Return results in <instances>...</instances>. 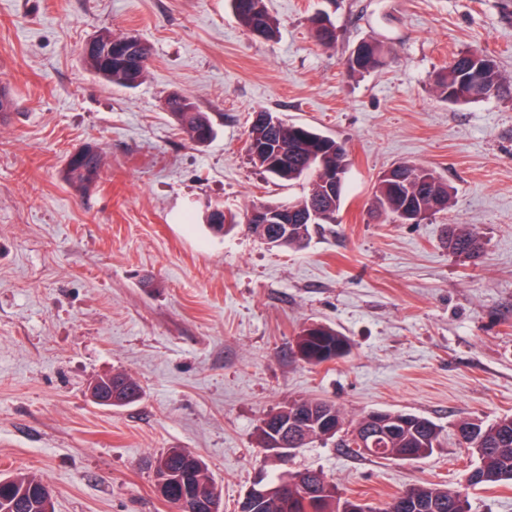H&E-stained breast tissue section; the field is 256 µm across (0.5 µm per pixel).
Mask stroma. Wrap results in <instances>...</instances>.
Returning <instances> with one entry per match:
<instances>
[{"mask_svg": "<svg viewBox=\"0 0 512 512\" xmlns=\"http://www.w3.org/2000/svg\"><path fill=\"white\" fill-rule=\"evenodd\" d=\"M276 39L246 31L229 0H0V473L31 472L55 512H173L149 462L169 448L203 459L224 512L286 471L313 469L379 507L412 485L461 491L469 512H512V485L472 486L476 460L449 433L464 418L512 416V97L442 100L434 75L466 50L491 53L512 84V0H267ZM336 27L318 47L309 19ZM145 41L152 64L126 89L95 78L80 47L99 31ZM384 65L348 72L360 42ZM206 112L215 138L191 142L164 108L173 93ZM345 142L337 223L301 247L212 208L286 203L246 153L255 112ZM102 157L89 194L64 178L85 145ZM416 162L448 182L447 211L387 219L373 187ZM451 224L484 242L479 264L452 255ZM318 324L349 353L314 365L296 352ZM125 373L144 393L94 404L97 377ZM322 398L346 419L373 410L433 420L441 448L412 462L358 457L314 441L288 462L259 446L264 413Z\"/></svg>", "mask_w": 512, "mask_h": 512, "instance_id": "stroma-1", "label": "stroma"}]
</instances>
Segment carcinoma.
Segmentation results:
<instances>
[{"label": "carcinoma", "instance_id": "cac0c4a2", "mask_svg": "<svg viewBox=\"0 0 512 512\" xmlns=\"http://www.w3.org/2000/svg\"><path fill=\"white\" fill-rule=\"evenodd\" d=\"M239 24L249 32L271 38L278 32L277 20L269 13L265 0H231ZM86 69L95 77L112 85L134 88L144 79L150 64L137 70L125 69L117 63H108L100 56H85ZM383 64L381 47L377 43L357 45L346 59L350 72H367ZM479 72L487 90L496 96L512 95V85L501 79L496 61L487 53L474 50L458 53L448 66L439 70L434 86L440 97L451 104L478 101L474 97L471 76ZM167 111L175 118L189 139L197 144L209 141L214 129L206 113L199 111L190 97L173 93L164 102ZM254 166L271 177L293 181L308 179L309 189L292 202L296 214L312 210L318 212L319 224L336 223V215L343 202L345 182L328 193L321 185L322 170L332 169L346 177L349 167L345 143L322 134L315 129L278 120L268 149L260 156L250 158ZM100 154L90 155L80 165L66 163L65 179L76 190L86 194L96 188L101 174ZM376 209L399 217V211L408 205L421 218L448 210L451 188L436 172L426 166L403 163L391 167V175H381L374 187ZM311 225L292 224L285 245H302L309 238ZM448 249L465 259H477L483 251V241L474 228L466 224H451L447 231ZM296 346L304 359L320 364L332 361L347 352L344 336L325 326L303 329ZM112 395L122 407L142 397L141 385L125 374L108 378ZM278 421L288 426L292 434L288 442L296 447L307 446L305 438L329 440L340 437L341 446L352 447L359 436L370 437L376 433L373 412L344 427L343 412L332 402L315 399H297L266 413L257 426L261 447L268 448L273 439L266 420ZM454 436L476 459L468 477L473 485H498L512 483V416L501 417L486 423L475 419H462L455 424ZM441 444V429L430 419L407 414L403 424L394 427L387 435L377 439L372 456L387 460H402L408 453L424 459L433 454ZM167 470V483L160 493L169 503L170 495L183 489L197 498L209 499L217 487L209 475L206 463L183 448H168L156 457ZM293 482L282 494L254 498L243 506V512H346L350 499L341 498L335 483L325 480L322 473L312 470L288 474ZM45 483L28 473H16L0 482V512H44L43 490ZM370 512H467V500L457 490L426 485H413L386 502L384 507Z\"/></svg>", "mask_w": 512, "mask_h": 512}]
</instances>
